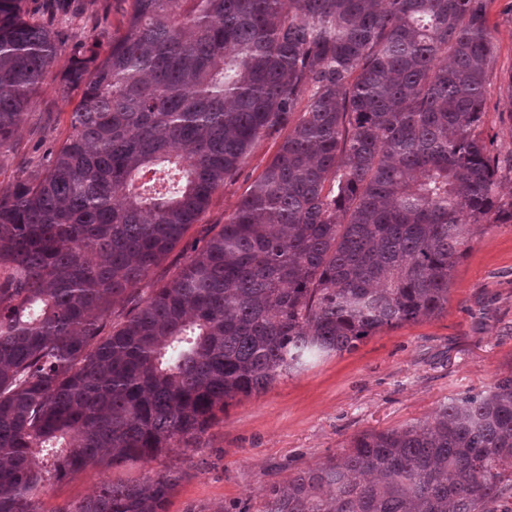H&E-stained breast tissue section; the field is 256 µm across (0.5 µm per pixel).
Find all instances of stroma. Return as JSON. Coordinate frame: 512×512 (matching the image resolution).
I'll list each match as a JSON object with an SVG mask.
<instances>
[{
    "label": "stroma",
    "mask_w": 512,
    "mask_h": 512,
    "mask_svg": "<svg viewBox=\"0 0 512 512\" xmlns=\"http://www.w3.org/2000/svg\"><path fill=\"white\" fill-rule=\"evenodd\" d=\"M31 17L66 18V34L111 28L123 0H26ZM489 29L496 63L485 89L480 132L500 157H512V0H492ZM68 56L55 63L36 95L15 145L0 154V188L69 132L75 94L64 95ZM277 139L259 143L245 164L216 192L180 246L150 276L163 285L186 249L217 232L248 186L266 167ZM512 372V224H489L475 235L455 266L448 304L436 316L387 328L349 353L312 363L260 394L229 406L224 421L195 447L105 470L85 468L75 478L51 480L44 512L76 504L107 481L132 482L171 466L181 478L167 512H262L268 490L296 470L342 453L363 432L422 422L448 399L477 392Z\"/></svg>",
    "instance_id": "35a3bbf8"
}]
</instances>
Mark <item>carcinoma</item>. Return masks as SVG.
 <instances>
[{
    "label": "carcinoma",
    "mask_w": 512,
    "mask_h": 512,
    "mask_svg": "<svg viewBox=\"0 0 512 512\" xmlns=\"http://www.w3.org/2000/svg\"><path fill=\"white\" fill-rule=\"evenodd\" d=\"M68 70L69 134L0 189V512L45 483L188 448L235 400L448 304L511 224L477 133L490 0H125ZM0 0V151L65 42ZM272 161L144 291L264 138ZM165 163L173 192L142 179ZM178 471L56 512H166ZM512 502V372L355 436L263 512H494Z\"/></svg>",
    "instance_id": "1"
}]
</instances>
